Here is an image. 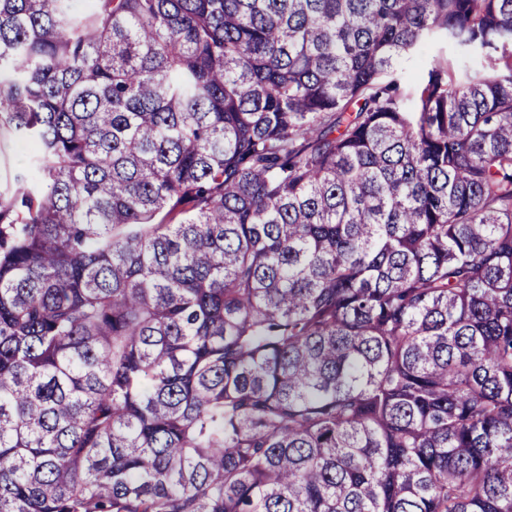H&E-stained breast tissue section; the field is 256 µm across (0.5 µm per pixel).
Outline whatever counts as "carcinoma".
I'll return each mask as SVG.
<instances>
[{
  "instance_id": "1",
  "label": "carcinoma",
  "mask_w": 512,
  "mask_h": 512,
  "mask_svg": "<svg viewBox=\"0 0 512 512\" xmlns=\"http://www.w3.org/2000/svg\"><path fill=\"white\" fill-rule=\"evenodd\" d=\"M0 0V512H512V0ZM27 156L26 147L13 135L0 134V177L2 180L21 166Z\"/></svg>"
}]
</instances>
